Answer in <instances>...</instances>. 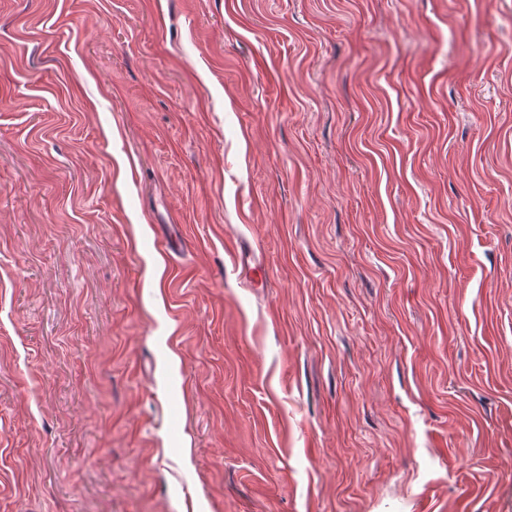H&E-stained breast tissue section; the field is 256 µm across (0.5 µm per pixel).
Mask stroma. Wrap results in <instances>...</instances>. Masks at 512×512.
<instances>
[{
	"mask_svg": "<svg viewBox=\"0 0 512 512\" xmlns=\"http://www.w3.org/2000/svg\"><path fill=\"white\" fill-rule=\"evenodd\" d=\"M0 512H512V0H0ZM237 267L240 269L242 277L253 288L263 287L266 281V269L256 252L242 244L237 245L235 249Z\"/></svg>",
	"mask_w": 512,
	"mask_h": 512,
	"instance_id": "stroma-1",
	"label": "stroma"
}]
</instances>
